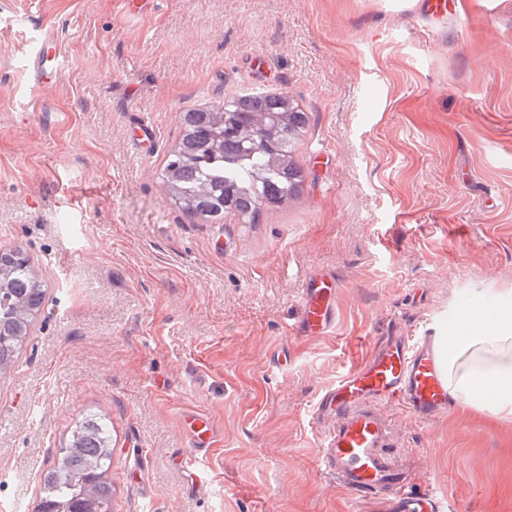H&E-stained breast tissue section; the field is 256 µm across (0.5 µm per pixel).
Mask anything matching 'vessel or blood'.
<instances>
[{
	"label": "vessel or blood",
	"instance_id": "vessel-or-blood-1",
	"mask_svg": "<svg viewBox=\"0 0 512 512\" xmlns=\"http://www.w3.org/2000/svg\"><path fill=\"white\" fill-rule=\"evenodd\" d=\"M337 288L332 277L312 275L300 301L298 328L325 334L336 320ZM440 323L418 335L393 332L359 366L324 391L313 418L324 430L321 463L349 494L354 512H447L448 499L416 487L410 470L393 454L395 435L386 407H406L428 422L447 415L448 369L437 349ZM186 427L196 455L211 446L213 429L201 412Z\"/></svg>",
	"mask_w": 512,
	"mask_h": 512
}]
</instances>
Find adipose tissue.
<instances>
[{"label":"adipose tissue","mask_w":512,"mask_h":512,"mask_svg":"<svg viewBox=\"0 0 512 512\" xmlns=\"http://www.w3.org/2000/svg\"><path fill=\"white\" fill-rule=\"evenodd\" d=\"M446 365L448 395L455 403L512 420V309L481 331L450 337ZM487 387L492 400H479Z\"/></svg>","instance_id":"ef3b65f1"}]
</instances>
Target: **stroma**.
<instances>
[{"label": "stroma", "instance_id": "obj_1", "mask_svg": "<svg viewBox=\"0 0 512 512\" xmlns=\"http://www.w3.org/2000/svg\"><path fill=\"white\" fill-rule=\"evenodd\" d=\"M0 0V246L46 286L0 373V512H35L72 426L112 423L114 512H347L320 393L391 330L512 299V0ZM62 63L35 84L30 58ZM281 90L309 112L301 194L191 221L161 173L182 112ZM336 323L294 332L310 275ZM211 418L198 465L185 413ZM448 512H512V420L388 409Z\"/></svg>", "mask_w": 512, "mask_h": 512}]
</instances>
